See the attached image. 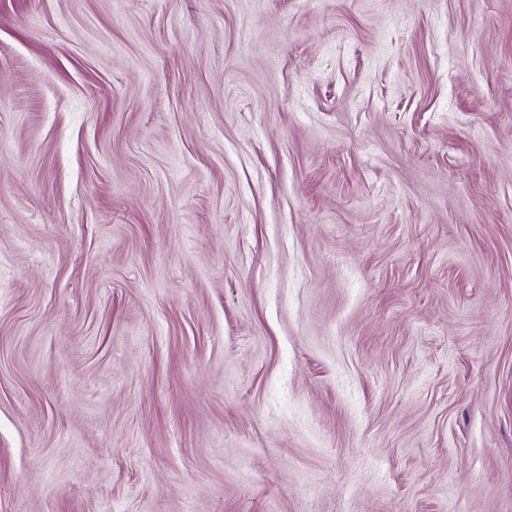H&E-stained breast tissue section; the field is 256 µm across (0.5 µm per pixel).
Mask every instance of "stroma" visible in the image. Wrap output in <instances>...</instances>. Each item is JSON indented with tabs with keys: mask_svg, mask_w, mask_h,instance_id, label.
<instances>
[{
	"mask_svg": "<svg viewBox=\"0 0 512 512\" xmlns=\"http://www.w3.org/2000/svg\"><path fill=\"white\" fill-rule=\"evenodd\" d=\"M0 512H512V0H0Z\"/></svg>",
	"mask_w": 512,
	"mask_h": 512,
	"instance_id": "1",
	"label": "stroma"
}]
</instances>
